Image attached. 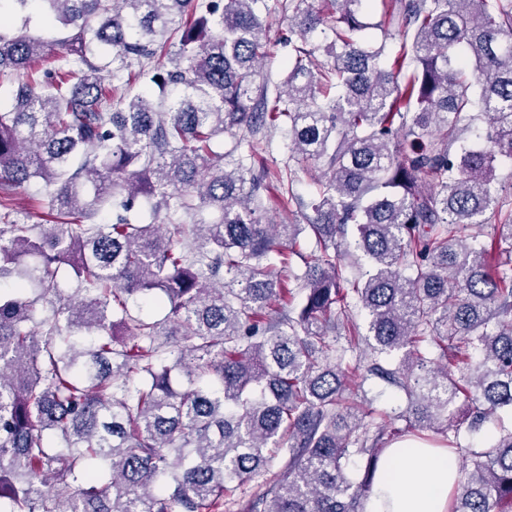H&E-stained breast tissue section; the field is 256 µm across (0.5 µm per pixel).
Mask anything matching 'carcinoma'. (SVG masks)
<instances>
[{
  "label": "carcinoma",
  "mask_w": 512,
  "mask_h": 512,
  "mask_svg": "<svg viewBox=\"0 0 512 512\" xmlns=\"http://www.w3.org/2000/svg\"><path fill=\"white\" fill-rule=\"evenodd\" d=\"M41 2L71 32L61 64L0 35V77H21L0 108V512H224L260 477L243 512H364L392 442L462 448L461 398L475 431L512 413V0H396L380 41L367 0H279L295 39L260 110L268 0ZM107 73L149 84L117 99ZM277 129L283 166L234 158ZM296 164L317 170L307 200ZM272 178L305 223L263 220ZM33 179L38 234L13 197ZM123 192L149 223H97ZM304 233L320 254L299 276ZM373 377L397 396L372 431L345 402ZM465 452L448 512H512V425Z\"/></svg>",
  "instance_id": "1"
}]
</instances>
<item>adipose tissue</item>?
I'll list each match as a JSON object with an SVG mask.
<instances>
[{"mask_svg": "<svg viewBox=\"0 0 512 512\" xmlns=\"http://www.w3.org/2000/svg\"><path fill=\"white\" fill-rule=\"evenodd\" d=\"M458 477L453 451L418 439L396 442L380 461L365 512H448Z\"/></svg>", "mask_w": 512, "mask_h": 512, "instance_id": "adipose-tissue-1", "label": "adipose tissue"}]
</instances>
